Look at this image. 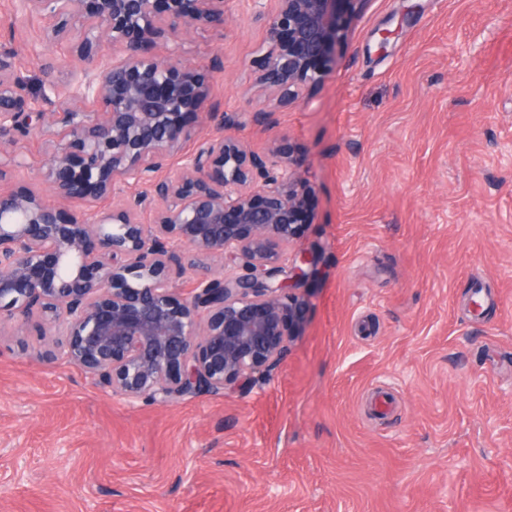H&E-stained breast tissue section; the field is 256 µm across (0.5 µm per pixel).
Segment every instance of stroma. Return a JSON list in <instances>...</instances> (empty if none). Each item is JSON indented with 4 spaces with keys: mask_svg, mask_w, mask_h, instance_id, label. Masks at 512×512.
<instances>
[{
    "mask_svg": "<svg viewBox=\"0 0 512 512\" xmlns=\"http://www.w3.org/2000/svg\"><path fill=\"white\" fill-rule=\"evenodd\" d=\"M14 5L0 51L38 102L76 62ZM272 5L224 0L185 52L229 136L289 141L311 187L302 336L270 377L156 405L0 324V512H512V0H370L285 109L247 79ZM0 148L42 185L38 127Z\"/></svg>",
    "mask_w": 512,
    "mask_h": 512,
    "instance_id": "obj_1",
    "label": "stroma"
}]
</instances>
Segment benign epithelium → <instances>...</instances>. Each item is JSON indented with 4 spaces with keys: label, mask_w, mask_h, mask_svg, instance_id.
<instances>
[{
    "label": "benign epithelium",
    "mask_w": 512,
    "mask_h": 512,
    "mask_svg": "<svg viewBox=\"0 0 512 512\" xmlns=\"http://www.w3.org/2000/svg\"><path fill=\"white\" fill-rule=\"evenodd\" d=\"M275 2L250 76L288 108L324 80L369 0ZM17 12L53 21L47 42L73 41L82 79L50 84L44 100L57 109L44 112L24 94L14 53L0 54V134L34 113L54 144L44 190L14 181L24 159L0 152V322L54 329L48 357L131 401L217 395L271 374L307 321L289 285L306 272L286 248L311 188L289 144L264 158L224 136L236 115L215 112L206 75L182 60L189 34L224 26V0H18ZM109 45L120 52L110 62ZM89 97L91 112L78 106ZM217 118V134L186 148ZM130 185L145 186L134 204L100 206ZM74 200L89 212L67 209ZM142 205L154 206L149 225ZM187 254L239 259L242 271L197 273L184 296Z\"/></svg>",
    "instance_id": "benign-epithelium-1"
}]
</instances>
